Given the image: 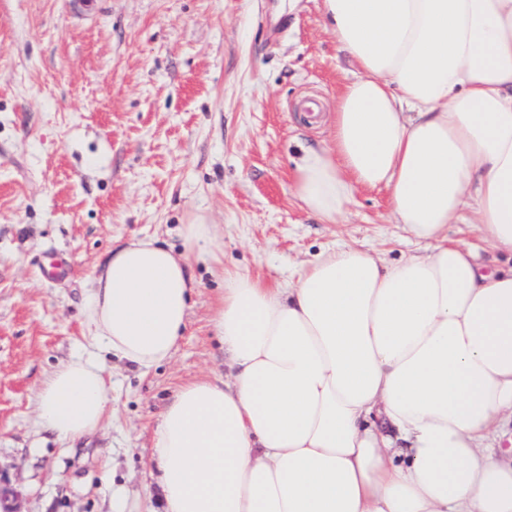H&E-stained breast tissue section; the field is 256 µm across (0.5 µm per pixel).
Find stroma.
I'll return each mask as SVG.
<instances>
[{
	"instance_id": "stroma-1",
	"label": "stroma",
	"mask_w": 512,
	"mask_h": 512,
	"mask_svg": "<svg viewBox=\"0 0 512 512\" xmlns=\"http://www.w3.org/2000/svg\"><path fill=\"white\" fill-rule=\"evenodd\" d=\"M281 10L272 21L273 10ZM351 68L321 0H0V512H112L155 487L152 438L178 389L228 374L211 320L220 269L285 282L342 242L398 260L412 244L385 191L358 190L325 224L290 185L303 146L328 140ZM210 224L187 329L143 372L107 360L99 429L61 441L34 400L86 343L90 273L109 251Z\"/></svg>"
}]
</instances>
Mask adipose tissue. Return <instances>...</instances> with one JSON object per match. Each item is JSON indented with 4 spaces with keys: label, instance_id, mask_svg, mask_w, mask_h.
<instances>
[{
    "label": "adipose tissue",
    "instance_id": "1",
    "mask_svg": "<svg viewBox=\"0 0 512 512\" xmlns=\"http://www.w3.org/2000/svg\"><path fill=\"white\" fill-rule=\"evenodd\" d=\"M354 63L333 138L305 147L294 197L336 224L383 189L427 252L385 264L339 246L273 287L224 271L212 320L229 379L183 386L153 438L160 512H512V265L490 268L448 227L475 215L512 256V0H322ZM211 230L183 251L147 237L95 268L92 345L139 368L170 360ZM88 352L35 398L58 439L95 431L112 402Z\"/></svg>",
    "mask_w": 512,
    "mask_h": 512
}]
</instances>
